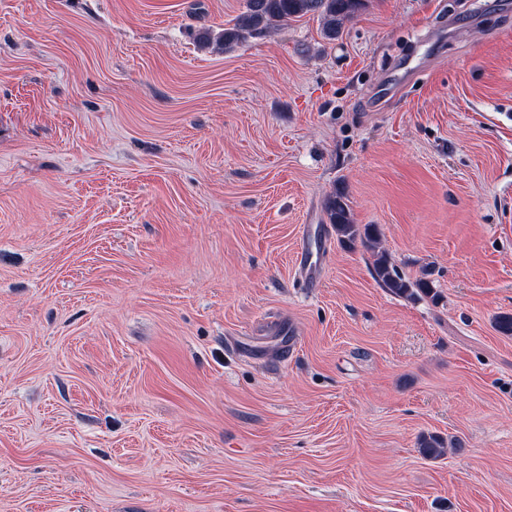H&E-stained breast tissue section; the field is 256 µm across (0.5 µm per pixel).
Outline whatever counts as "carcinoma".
<instances>
[{
    "mask_svg": "<svg viewBox=\"0 0 512 512\" xmlns=\"http://www.w3.org/2000/svg\"><path fill=\"white\" fill-rule=\"evenodd\" d=\"M366 0H246L245 11L235 23L218 32L205 29L197 34L200 44L224 52L234 46L257 38L280 27L290 20L314 16L321 22L324 40L334 41L342 33L345 25L365 8ZM329 223L343 242L362 243L376 253L372 272L375 279L392 294L416 301L424 297L436 299L428 272L416 280L404 278L390 263L385 253L378 250L379 239L375 228L353 223L349 200L342 190L335 191L325 202ZM419 449L426 458L437 459L445 455L447 444L436 435H421Z\"/></svg>",
    "mask_w": 512,
    "mask_h": 512,
    "instance_id": "carcinoma-1",
    "label": "carcinoma"
}]
</instances>
